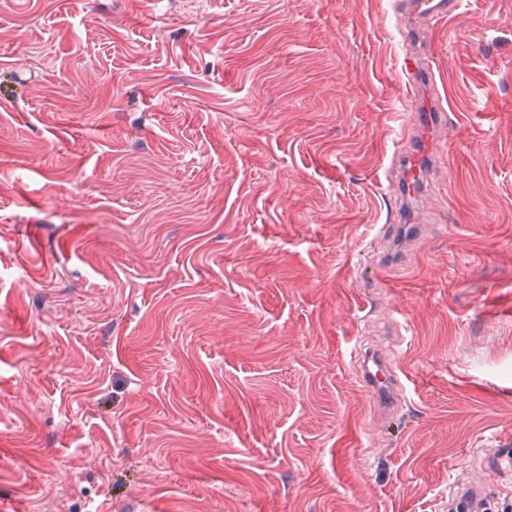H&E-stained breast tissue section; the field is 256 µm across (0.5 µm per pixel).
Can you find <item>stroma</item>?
Segmentation results:
<instances>
[{
    "instance_id": "obj_1",
    "label": "stroma",
    "mask_w": 512,
    "mask_h": 512,
    "mask_svg": "<svg viewBox=\"0 0 512 512\" xmlns=\"http://www.w3.org/2000/svg\"><path fill=\"white\" fill-rule=\"evenodd\" d=\"M395 0H0V512H512V0L423 27L456 113L400 264ZM406 326L402 411L350 354ZM488 492L484 487L471 486L464 492L454 491L448 496V511H484V503L487 501ZM455 501V507H449L450 501ZM474 502L480 504V508L473 510ZM459 507V508H458Z\"/></svg>"
}]
</instances>
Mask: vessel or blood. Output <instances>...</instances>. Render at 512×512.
<instances>
[{"mask_svg": "<svg viewBox=\"0 0 512 512\" xmlns=\"http://www.w3.org/2000/svg\"><path fill=\"white\" fill-rule=\"evenodd\" d=\"M460 6V0H406L404 10L407 24L403 29V37L407 46L405 75L408 88L418 91L432 83L430 52L419 40L416 21L426 19L437 22L452 17ZM449 121V113L435 102L424 107L416 106L408 113L402 148L395 160L396 207L392 212V222H401L402 204L407 196L426 193L428 171L443 157L441 137ZM408 380L407 373L396 372L391 361L381 352L376 355L374 375L366 374L362 377L372 397L374 409L386 414L396 406L399 392L405 388ZM487 496L486 488L473 486L463 492H453L451 499L460 512H470L473 503H486Z\"/></svg>", "mask_w": 512, "mask_h": 512, "instance_id": "1", "label": "vessel or blood"}]
</instances>
